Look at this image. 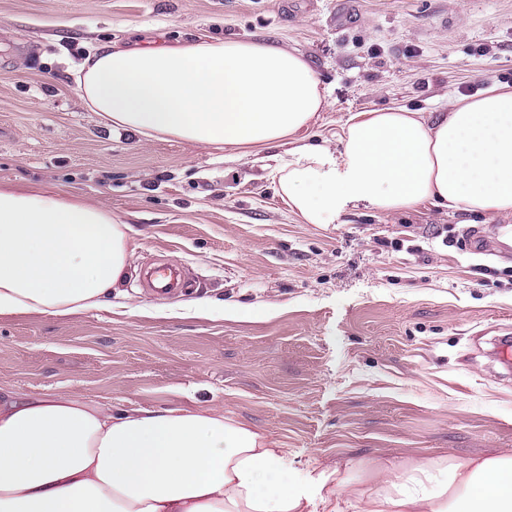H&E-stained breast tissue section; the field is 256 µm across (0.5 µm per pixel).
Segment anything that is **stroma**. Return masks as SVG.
<instances>
[{
	"label": "stroma",
	"mask_w": 512,
	"mask_h": 512,
	"mask_svg": "<svg viewBox=\"0 0 512 512\" xmlns=\"http://www.w3.org/2000/svg\"><path fill=\"white\" fill-rule=\"evenodd\" d=\"M200 35L302 54L330 101L309 135L335 149L353 113L445 112L462 84H512V0H0V185L132 229L111 309L0 319V387L223 411L288 449L310 491L349 457L512 452V373L488 355L512 336V255L466 250V213L301 223L274 192L280 149L112 131L67 73L103 43ZM159 260L183 294L141 287Z\"/></svg>",
	"instance_id": "obj_1"
}]
</instances>
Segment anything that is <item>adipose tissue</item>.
Listing matches in <instances>:
<instances>
[{
    "instance_id": "1",
    "label": "adipose tissue",
    "mask_w": 512,
    "mask_h": 512,
    "mask_svg": "<svg viewBox=\"0 0 512 512\" xmlns=\"http://www.w3.org/2000/svg\"><path fill=\"white\" fill-rule=\"evenodd\" d=\"M82 99L112 130L217 147H286L278 194L302 223L366 203H423L494 220L512 215V86L495 85L431 118L367 109L340 149L310 142L330 103L299 54L200 36L176 46H98L73 69ZM126 225L105 207L53 192L0 189V317H68L111 306L124 281ZM287 449L217 411L104 405L0 389V512H512V454L378 463L352 486L350 458L288 481Z\"/></svg>"
}]
</instances>
